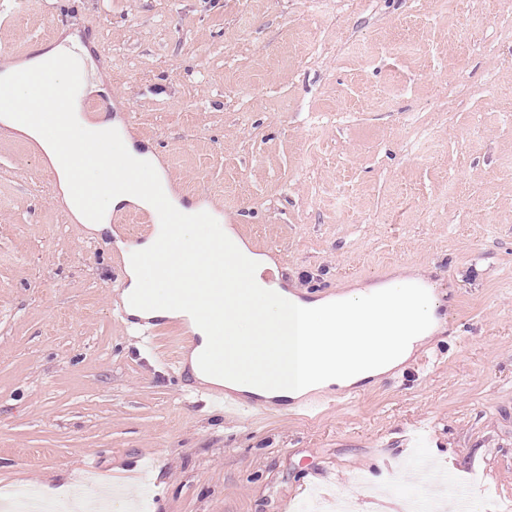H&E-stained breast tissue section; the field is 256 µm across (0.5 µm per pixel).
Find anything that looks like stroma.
<instances>
[{
	"instance_id": "stroma-1",
	"label": "stroma",
	"mask_w": 512,
	"mask_h": 512,
	"mask_svg": "<svg viewBox=\"0 0 512 512\" xmlns=\"http://www.w3.org/2000/svg\"><path fill=\"white\" fill-rule=\"evenodd\" d=\"M23 56L79 30L109 112L186 199L337 294L398 268L434 283L443 332L309 420L217 411L174 350L118 317L115 238L71 222L42 156L0 126V489L66 487L61 512H403L450 476L468 512H512V0H27Z\"/></svg>"
}]
</instances>
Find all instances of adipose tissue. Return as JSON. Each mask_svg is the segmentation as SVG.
<instances>
[{"label":"adipose tissue","mask_w":512,"mask_h":512,"mask_svg":"<svg viewBox=\"0 0 512 512\" xmlns=\"http://www.w3.org/2000/svg\"><path fill=\"white\" fill-rule=\"evenodd\" d=\"M90 54L68 32L0 61V123L29 138L58 176V192L74 222L95 236L110 229L113 210L132 204L151 213L155 230L141 242L116 240L125 255L126 311L139 319L182 318L195 338L184 366L201 386L269 405L298 401L314 391L365 386L407 362L445 323L435 299L396 277L342 296L304 299L267 282L272 265L219 220L195 222L199 204L178 205L181 219L157 213V200L176 202L169 178L152 151L123 135L108 113L82 114L86 94L105 90L90 79ZM52 70L65 101L43 100L15 74ZM122 134L124 168L106 174L99 146ZM172 236L180 266L142 259L158 238Z\"/></svg>","instance_id":"ef3b65f1"}]
</instances>
